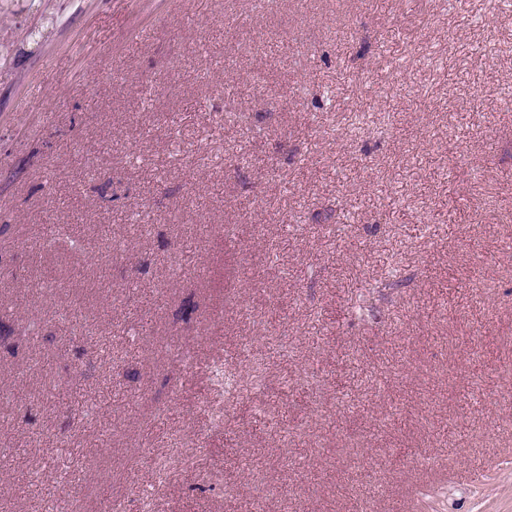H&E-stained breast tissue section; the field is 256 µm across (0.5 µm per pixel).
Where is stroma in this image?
I'll return each mask as SVG.
<instances>
[{
	"label": "stroma",
	"instance_id": "obj_1",
	"mask_svg": "<svg viewBox=\"0 0 512 512\" xmlns=\"http://www.w3.org/2000/svg\"><path fill=\"white\" fill-rule=\"evenodd\" d=\"M2 446L8 512H512V0H0Z\"/></svg>",
	"mask_w": 512,
	"mask_h": 512
}]
</instances>
